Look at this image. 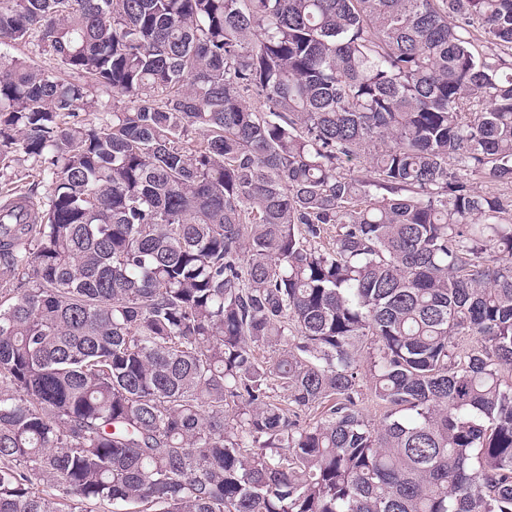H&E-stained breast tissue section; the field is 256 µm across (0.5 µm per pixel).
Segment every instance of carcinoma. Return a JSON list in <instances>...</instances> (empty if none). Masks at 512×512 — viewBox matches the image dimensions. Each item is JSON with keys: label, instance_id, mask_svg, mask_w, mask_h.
Returning <instances> with one entry per match:
<instances>
[{"label": "carcinoma", "instance_id": "cac0c4a2", "mask_svg": "<svg viewBox=\"0 0 512 512\" xmlns=\"http://www.w3.org/2000/svg\"><path fill=\"white\" fill-rule=\"evenodd\" d=\"M17 44L0 512H512V0H0ZM4 175L1 181L2 185L5 178L6 180L10 178L6 183L14 181L11 186H18V189L23 188L24 192L32 193L34 197L46 201L50 188V178L48 175H39L38 171H28L22 167L12 168L7 173L5 172Z\"/></svg>", "mask_w": 512, "mask_h": 512}]
</instances>
